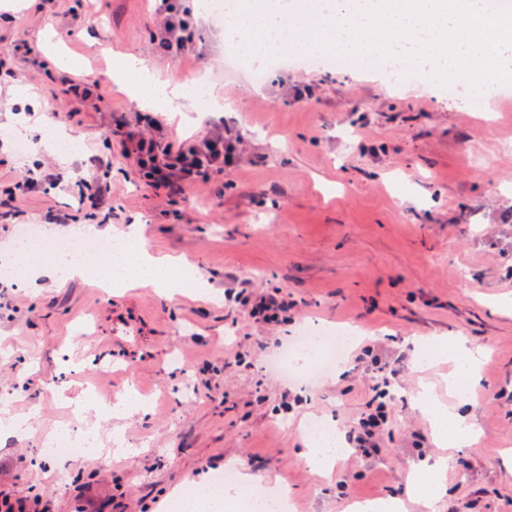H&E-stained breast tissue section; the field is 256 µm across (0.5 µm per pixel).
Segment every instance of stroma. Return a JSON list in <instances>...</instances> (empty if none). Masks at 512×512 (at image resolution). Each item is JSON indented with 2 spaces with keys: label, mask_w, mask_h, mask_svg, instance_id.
Masks as SVG:
<instances>
[{
  "label": "stroma",
  "mask_w": 512,
  "mask_h": 512,
  "mask_svg": "<svg viewBox=\"0 0 512 512\" xmlns=\"http://www.w3.org/2000/svg\"><path fill=\"white\" fill-rule=\"evenodd\" d=\"M195 24L189 57L157 53L151 0H38L0 18V54H12L17 87L0 89V180L20 176L54 153L27 154L44 119L79 144L60 165L63 182L13 202L15 224L0 222V253L20 224L46 235L47 212L64 213L58 243L72 242L86 208L73 193L90 156L107 161L111 185L100 203L121 240L141 221L154 256L182 258L210 284L168 299L150 288L107 291L94 280L61 286L40 278L0 288V411L22 431L0 437V488L41 496L51 512H164L171 495L200 476L247 473L255 489L278 488L292 512H350L364 500L396 498L405 512H512V84L488 97L470 83L423 91L393 63L377 70L362 56L306 64L303 39L265 81L225 67L224 21L182 0ZM133 55L160 78L207 77L223 111L165 112L171 140L224 125L243 140L235 168L211 176L187 198L140 183L110 131L139 110L112 78V60ZM92 88L79 104L64 78ZM249 282L279 289L296 306L268 326L230 307L228 288ZM357 331L343 373L313 385L270 368L303 320ZM455 336L483 345L470 399L448 393L451 363L417 366L414 337ZM371 348L397 363L386 398L389 419L377 452L345 454L321 472L305 458L303 426L318 417L345 428L368 410L378 365ZM428 386L435 400L474 426L471 444L438 442L411 402ZM134 386L146 411L100 414V401ZM90 402L76 415V400ZM82 426L94 454L63 461L41 454L44 436ZM135 448L112 455V436ZM442 459L446 491L433 507L415 498L410 475Z\"/></svg>",
  "instance_id": "obj_1"
}]
</instances>
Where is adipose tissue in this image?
Wrapping results in <instances>:
<instances>
[{"label":"adipose tissue","instance_id":"obj_1","mask_svg":"<svg viewBox=\"0 0 512 512\" xmlns=\"http://www.w3.org/2000/svg\"><path fill=\"white\" fill-rule=\"evenodd\" d=\"M296 7L292 0H242L225 18V40L245 48L255 62H263L269 51L277 48L288 32V22L294 17ZM113 72L130 86L133 100L140 107L149 109L167 108L175 112L193 109L189 88L191 79L177 82L175 86L160 82L142 62L136 59H117ZM127 236L135 240L137 247L125 258L124 273L104 280L106 288H122L135 282L155 289L168 297H176L179 283L169 278V262L158 259L141 245L138 225H130ZM13 259L22 264L32 276L48 275L60 284L82 280L93 275L99 260L68 248L56 252L53 260L43 258L36 249L15 250ZM413 401L416 407L435 422L442 441L465 444L472 438V428L464 416L435 405L426 391L417 392ZM197 489L214 512H222L225 506L240 502L252 512H263L264 508L278 504L280 493H256L251 489L249 475H242L234 485L215 487L208 478H201Z\"/></svg>","mask_w":512,"mask_h":512}]
</instances>
